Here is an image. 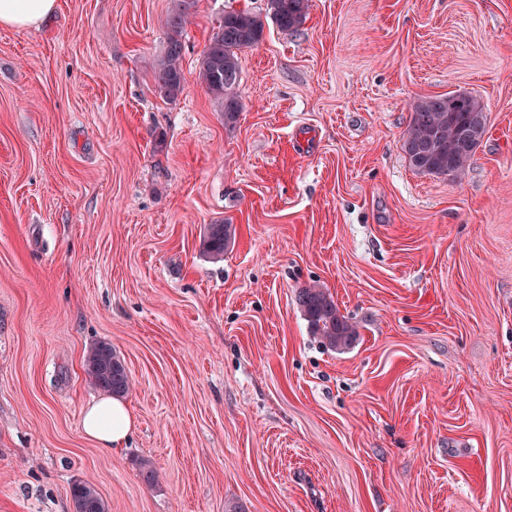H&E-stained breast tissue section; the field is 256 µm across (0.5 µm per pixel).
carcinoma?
Wrapping results in <instances>:
<instances>
[{
  "mask_svg": "<svg viewBox=\"0 0 512 512\" xmlns=\"http://www.w3.org/2000/svg\"><path fill=\"white\" fill-rule=\"evenodd\" d=\"M196 0H175L166 20L165 51L155 68V83L160 95L177 98L184 89L183 31ZM309 0H266L265 15L247 10H231L213 29L198 66V80L212 95L213 105L224 112V121L234 122L242 110L237 87L240 78L239 54L263 40L265 19L288 31L305 18ZM487 117L482 102L471 94L437 95L415 100L403 133V147L415 170L436 176L458 178L464 174L474 149L469 142L483 137ZM232 224H209L201 239L202 252L212 260L224 257L234 240ZM296 304L307 320L312 336L325 347L343 351L358 339V324L340 313L328 290L308 285L296 294ZM84 373L95 389L123 395L131 379L124 362L111 345L100 342L90 347L84 358ZM72 500L91 505L90 512H107V504L91 485L75 482Z\"/></svg>",
  "mask_w": 512,
  "mask_h": 512,
  "instance_id": "obj_1",
  "label": "carcinoma"
}]
</instances>
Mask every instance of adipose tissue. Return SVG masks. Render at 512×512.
<instances>
[{
	"label": "adipose tissue",
	"instance_id": "ef3b65f1",
	"mask_svg": "<svg viewBox=\"0 0 512 512\" xmlns=\"http://www.w3.org/2000/svg\"><path fill=\"white\" fill-rule=\"evenodd\" d=\"M57 0H0V25L25 28L54 14ZM135 425L127 404L116 397H104L83 410V434L105 452L123 447Z\"/></svg>",
	"mask_w": 512,
	"mask_h": 512
}]
</instances>
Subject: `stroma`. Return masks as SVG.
Returning <instances> with one entry per match:
<instances>
[{"label": "stroma", "instance_id": "obj_1", "mask_svg": "<svg viewBox=\"0 0 512 512\" xmlns=\"http://www.w3.org/2000/svg\"><path fill=\"white\" fill-rule=\"evenodd\" d=\"M172 5L0 26V512H73L77 480L108 512H512V0H309L241 53L229 125L198 60L266 0H197L169 101ZM450 92L487 116L457 179L402 147ZM312 283L350 350L311 335ZM98 342L133 383L111 453L81 431ZM196 0H176L174 9L166 20L165 51L155 68V83L160 95L176 99L184 89L183 31ZM236 228L234 224H209L201 239L202 252L212 260H220L224 257V250L234 240ZM296 304L307 320L312 336L325 347L343 351L358 339V324L340 313L332 295L319 285L300 288Z\"/></svg>", "mask_w": 512, "mask_h": 512}]
</instances>
